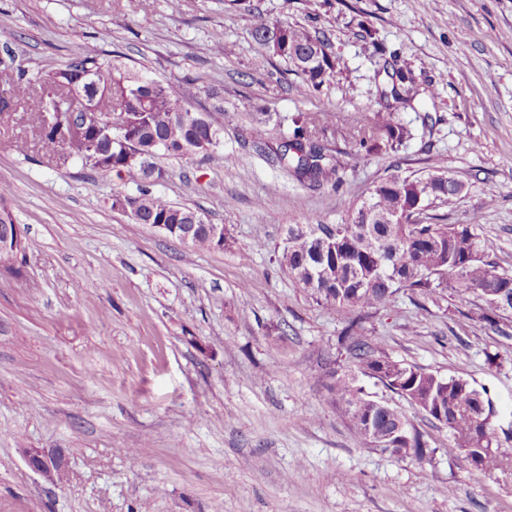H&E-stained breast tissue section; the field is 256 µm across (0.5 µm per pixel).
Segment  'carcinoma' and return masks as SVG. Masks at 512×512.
<instances>
[{"label": "carcinoma", "instance_id": "obj_1", "mask_svg": "<svg viewBox=\"0 0 512 512\" xmlns=\"http://www.w3.org/2000/svg\"><path fill=\"white\" fill-rule=\"evenodd\" d=\"M276 29L270 39L271 29ZM252 36L270 57L293 65L294 71L314 88L342 68V59L330 50L325 37L299 25L259 23ZM92 78L86 83L83 76ZM395 77L407 85L402 103L415 96L414 76L397 69ZM13 102L36 97L38 123L47 146L58 145L56 136L67 129L73 98L82 99L83 111L101 124L125 116L129 127L103 136L98 151L84 142L64 143L67 156L96 169L139 170L146 179L162 177L155 172L158 155L210 157L220 146V129L195 122L169 84L123 65L117 55L91 44L71 52L64 67L35 80L18 76L8 90ZM327 112H296L288 117V134L276 145L254 131V144L265 156L297 181L313 187H339L342 179L321 144ZM353 138L369 153L395 155L413 138L407 125L382 115L357 118ZM206 143L210 149H201ZM459 179L451 171L434 166L423 175L391 174L373 183L376 189L374 217L368 222L347 224H290L288 235L275 247L280 263L319 305L332 309L344 323L337 337L339 349L350 362L336 372L333 391L357 436L365 443L422 461L431 453L411 420L396 407L377 404L359 385L357 375L373 378L410 403L432 422L445 426L458 447L493 448L482 455L478 470L503 467L508 456L499 451V427L492 418V403L467 381L443 377L419 366L390 359L385 349L363 338L364 320L377 306L409 291L415 306L438 300L447 288L483 295L488 288H505L512 294V269L489 260L490 243L478 233L479 217L468 224H431L413 219L397 223L395 202L402 198L418 204L422 214L438 201L458 197ZM123 204L137 224H167L177 238L190 232L188 244L212 249L213 225L196 211L169 202L141 186L138 195L115 194L112 207ZM480 320L498 328L511 315L492 300L484 299Z\"/></svg>", "mask_w": 512, "mask_h": 512}]
</instances>
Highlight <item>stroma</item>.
I'll return each instance as SVG.
<instances>
[{"instance_id":"35a3bbf8","label":"stroma","mask_w":512,"mask_h":512,"mask_svg":"<svg viewBox=\"0 0 512 512\" xmlns=\"http://www.w3.org/2000/svg\"><path fill=\"white\" fill-rule=\"evenodd\" d=\"M251 5L0 0V57L12 55L14 74L38 78L88 42L209 113L218 156H159L152 190L228 232L224 247L204 250L134 223L112 195L137 194L138 172L46 149L35 101L0 113V183L27 246L22 274L0 277V512H512V467L476 470L446 427L365 376L372 398L401 409L434 452L419 462L357 437L330 390L342 323L273 254L289 225L347 223L374 181L441 164L468 190L436 208L440 223L479 216L492 259L512 268V0ZM261 21L325 33L344 70L315 89L280 59L257 68ZM217 29L223 54L212 49ZM396 68L415 76L412 105L395 99ZM366 109L414 126L415 138L393 157L367 153L351 137ZM324 110L344 179L336 191L300 185L252 148L250 113ZM480 304L449 290L421 311L402 293L363 334L393 360L486 389L506 423L512 317L490 329ZM461 310L473 320L459 341ZM25 448L61 456L63 479L33 472Z\"/></svg>"}]
</instances>
